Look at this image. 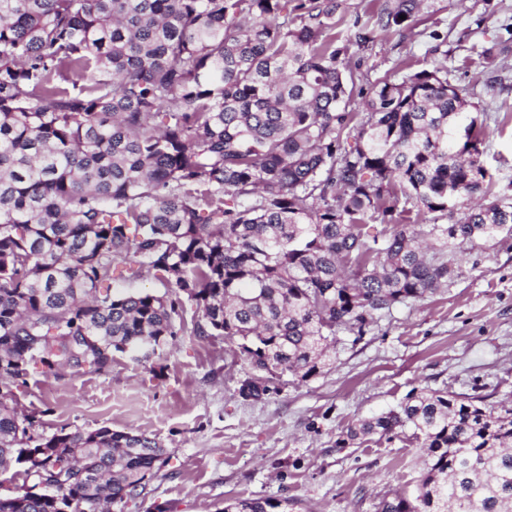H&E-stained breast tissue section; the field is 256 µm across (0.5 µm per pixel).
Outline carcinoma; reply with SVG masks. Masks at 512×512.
<instances>
[{"label":"carcinoma","mask_w":512,"mask_h":512,"mask_svg":"<svg viewBox=\"0 0 512 512\" xmlns=\"http://www.w3.org/2000/svg\"><path fill=\"white\" fill-rule=\"evenodd\" d=\"M423 6L385 0L338 44L340 0H0V475L24 477L0 512H112L167 464L143 433L36 432L12 406L31 367L223 336L258 401L448 287L455 249L512 239V195L471 160L487 116L447 67L369 80L352 109L353 50ZM146 273L164 291L112 288ZM406 428L425 472L379 512H512V407L415 390L336 447Z\"/></svg>","instance_id":"obj_1"}]
</instances>
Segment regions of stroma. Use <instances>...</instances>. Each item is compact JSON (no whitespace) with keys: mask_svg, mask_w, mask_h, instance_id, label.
<instances>
[{"mask_svg":"<svg viewBox=\"0 0 512 512\" xmlns=\"http://www.w3.org/2000/svg\"><path fill=\"white\" fill-rule=\"evenodd\" d=\"M441 40H433L432 32ZM496 50L493 66L480 53ZM356 85L403 66L443 65L488 112L483 160L512 189V0H433L410 28L382 33L354 58ZM506 76L491 88L490 72ZM452 286L393 309L360 341L341 337L332 362L265 400L238 394L249 368L236 342L180 336L138 361L116 355L105 374L44 378L31 370L16 407L42 413V430L109 427L157 438L169 462L146 502L124 512H221L225 499H288L292 512H378L381 498L413 487L424 469L411 430L340 448L347 427L395 408L412 389L479 391L512 400V240L462 248Z\"/></svg>","mask_w":512,"mask_h":512,"instance_id":"1","label":"stroma"}]
</instances>
